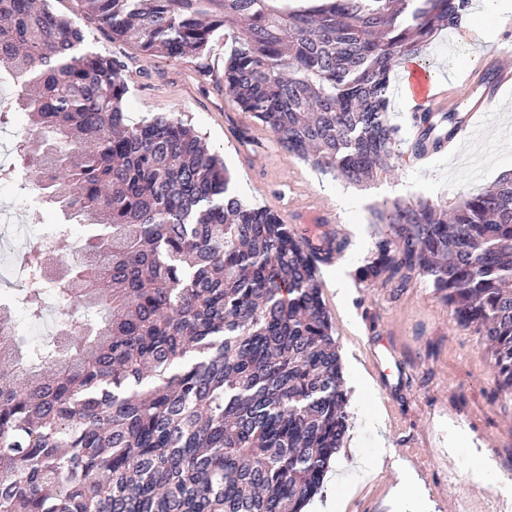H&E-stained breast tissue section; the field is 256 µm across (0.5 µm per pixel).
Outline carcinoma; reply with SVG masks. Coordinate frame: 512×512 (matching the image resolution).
I'll return each mask as SVG.
<instances>
[{"label": "carcinoma", "mask_w": 512, "mask_h": 512, "mask_svg": "<svg viewBox=\"0 0 512 512\" xmlns=\"http://www.w3.org/2000/svg\"><path fill=\"white\" fill-rule=\"evenodd\" d=\"M149 54L198 56L237 31L224 94L288 154L359 186L396 167L390 78L471 0H80ZM81 26L34 0H0V117L32 137L17 156L36 205L85 229L52 272L26 253L23 304L48 292L65 327L0 335V512H303L349 431L343 367L317 280L345 250L300 239L228 192L224 162L168 113L129 123L127 63L83 49ZM391 235L359 279H428L474 330L512 392V174L453 209L374 214Z\"/></svg>", "instance_id": "1"}]
</instances>
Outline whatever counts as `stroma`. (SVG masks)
Wrapping results in <instances>:
<instances>
[{
    "mask_svg": "<svg viewBox=\"0 0 512 512\" xmlns=\"http://www.w3.org/2000/svg\"><path fill=\"white\" fill-rule=\"evenodd\" d=\"M47 4L80 22L87 50L124 58L130 121L169 113L190 123L223 157L230 188L242 201L274 212L289 205L334 206L340 218L336 229L349 246L333 264L319 266L317 276L345 378L360 372L373 386L364 396L349 394V438L305 512H324L331 497L339 500L341 512H506L500 490L474 479L481 457L512 474V397L498 393L479 336L456 323L426 278L399 288L360 281L356 269L386 230L373 223L375 210L416 199L452 207L512 169V101L474 138L481 163L460 167L447 158L421 168L401 163L394 172L352 186L288 155L265 127H241L237 104L224 94L230 31L214 32L201 57L169 59L113 40L108 30L85 19L79 0ZM488 50L471 38L451 40L443 31L423 58L451 88L465 81ZM245 133L265 146L261 167L245 153ZM338 273L348 283L343 297L332 284ZM377 413L385 418L379 430L367 423ZM382 442L389 452L381 457Z\"/></svg>",
    "mask_w": 512,
    "mask_h": 512,
    "instance_id": "stroma-1",
    "label": "stroma"
}]
</instances>
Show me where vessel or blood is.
I'll return each mask as SVG.
<instances>
[{"label":"vessel or blood","instance_id":"1","mask_svg":"<svg viewBox=\"0 0 512 512\" xmlns=\"http://www.w3.org/2000/svg\"><path fill=\"white\" fill-rule=\"evenodd\" d=\"M512 55V44L496 48L490 60L483 67L473 71L458 101L448 99V90L429 71L419 64H411L407 76V86L415 101V112L411 116V139L407 155L410 161L425 163L431 158L444 154L449 142H463L470 138L482 125L490 112L498 107L504 90L512 88V66L505 64V57ZM449 112L459 113L460 118L452 128L451 139H439L437 144L419 151V141L424 125L423 116L432 121Z\"/></svg>","mask_w":512,"mask_h":512}]
</instances>
